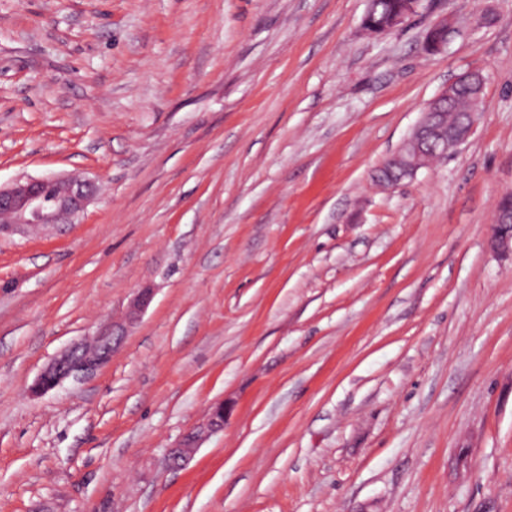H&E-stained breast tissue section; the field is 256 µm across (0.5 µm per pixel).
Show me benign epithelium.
I'll use <instances>...</instances> for the list:
<instances>
[{"label":"benign epithelium","mask_w":512,"mask_h":512,"mask_svg":"<svg viewBox=\"0 0 512 512\" xmlns=\"http://www.w3.org/2000/svg\"><path fill=\"white\" fill-rule=\"evenodd\" d=\"M484 81L481 75L468 72L459 76L430 101L413 127L410 135L394 155L398 167L386 173L392 185L413 176L434 160L448 156V144L456 146L473 133L477 118L471 114L457 118L448 125V114L441 111L439 102L450 100L455 88L474 87ZM94 181L78 176L20 178L8 187L0 186V232L12 228L71 224L96 196ZM493 244L504 253H512V210L496 209ZM153 294L148 289L133 299L129 320L134 321L149 306ZM124 336L110 324L102 326L90 340L76 343L57 355L36 380L33 391L47 392L69 379L87 377L109 363ZM224 429V403L216 404L203 426L187 432L173 447L167 449L166 462L180 469L191 460L199 444L207 436Z\"/></svg>","instance_id":"1"}]
</instances>
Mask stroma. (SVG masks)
I'll list each match as a JSON object with an SVG mask.
<instances>
[{"label":"stroma","instance_id":"1","mask_svg":"<svg viewBox=\"0 0 512 512\" xmlns=\"http://www.w3.org/2000/svg\"><path fill=\"white\" fill-rule=\"evenodd\" d=\"M0 0V184L79 174L0 234V512H512V0ZM448 18L445 52L426 29ZM468 71L486 106L376 172ZM153 300L111 361L32 387ZM224 403L191 462L166 448ZM405 9V0H372L363 20L368 32L383 30L390 19ZM483 81L484 78L476 72L465 73L427 104L410 135L393 157L399 166L385 175L391 186L398 185L409 176H415L419 169L427 167L434 160L448 156L451 151L448 150V142L458 146L471 136L477 122L474 114L459 117L454 125L448 126L446 112H481L485 106L484 91L481 94L482 99L478 101L477 90L459 88L454 94L453 88L474 87ZM446 100H450L448 111L446 106L445 112H441L439 101ZM441 145L442 150L439 151ZM404 150H408L411 159L402 157L400 152ZM48 186L54 188L53 194L47 193ZM96 192L94 181L78 175L26 177L8 187L0 186V232L12 228L72 224ZM512 210L497 206L494 224L496 227L493 244L503 253H512Z\"/></svg>","mask_w":512,"mask_h":512}]
</instances>
